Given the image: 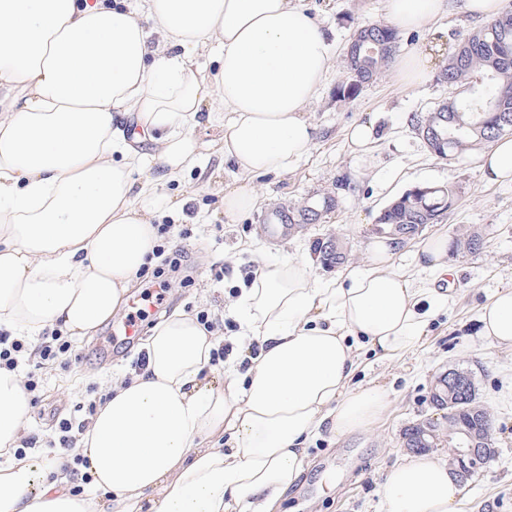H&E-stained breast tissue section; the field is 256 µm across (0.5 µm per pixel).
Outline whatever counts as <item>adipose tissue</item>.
<instances>
[{"label": "adipose tissue", "instance_id": "obj_1", "mask_svg": "<svg viewBox=\"0 0 512 512\" xmlns=\"http://www.w3.org/2000/svg\"><path fill=\"white\" fill-rule=\"evenodd\" d=\"M445 0H384L411 30ZM217 51L212 76L198 55ZM333 68L321 26L296 0H0V331L86 336L120 309L152 253L153 199L196 166L194 130L229 116L221 151L247 184L224 213L255 209L254 178L310 149L307 105ZM134 115L145 158L120 121ZM158 167L159 177L133 174ZM386 245L348 282L316 283L314 257L263 264L233 303L261 351L245 376L204 375L215 333L176 311L146 344L145 373L113 380L80 440L92 477L74 494L59 459H13L29 412L23 377L0 369V512H268L298 480L324 424L371 427L387 404L354 387L357 344L390 358L417 345L434 306L386 262ZM512 345V287L480 313ZM456 476L433 455L386 478L387 512H462Z\"/></svg>", "mask_w": 512, "mask_h": 512}]
</instances>
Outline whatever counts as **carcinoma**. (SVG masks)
I'll list each match as a JSON object with an SVG mask.
<instances>
[{
    "label": "carcinoma",
    "instance_id": "obj_1",
    "mask_svg": "<svg viewBox=\"0 0 512 512\" xmlns=\"http://www.w3.org/2000/svg\"><path fill=\"white\" fill-rule=\"evenodd\" d=\"M357 33L368 39V46L376 49V53L368 55L362 50L344 56L343 68L349 79L336 86V97L343 100L357 96L365 84L383 73L398 43L397 31L388 24H367L359 27ZM438 79L458 88V96L411 119L414 130L428 126L436 132L428 145L430 152L452 160L479 145L495 142L503 134H512V9L469 33L445 58ZM455 198L456 192L449 185L432 184L428 192L408 189L381 210L377 223L392 244L403 246L423 225L440 223L455 204ZM335 206V196L314 194L286 212H272L266 221L286 222L291 231L298 224L319 223ZM480 246L481 237L474 232L458 235L451 243L457 254L473 253ZM315 253L323 265H338L346 258L337 239L316 242ZM432 402L435 407L448 410V430L461 429L477 447H492L489 416L476 396L462 397L448 386V378L444 377L432 393ZM424 430L422 423L408 429L406 447H419L422 438L432 442Z\"/></svg>",
    "mask_w": 512,
    "mask_h": 512
}]
</instances>
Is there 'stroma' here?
<instances>
[{"mask_svg":"<svg viewBox=\"0 0 512 512\" xmlns=\"http://www.w3.org/2000/svg\"><path fill=\"white\" fill-rule=\"evenodd\" d=\"M447 10L420 28L399 31V53L437 43L453 50L459 40L478 28V20L462 14L458 0H446ZM324 28L335 59H342L348 40L360 26L384 21L383 0H301ZM395 66L369 84L352 101L337 100L334 90L345 77L336 68L319 100L311 103L306 118L314 128L310 151L287 170L257 179L262 195L259 206L236 217L226 216V189L243 181L234 163L219 151L221 122L197 128L204 145L199 166L180 181L169 183L170 196L189 195L185 208L170 210L162 218L170 230L166 253L181 251L182 273L188 284L171 278V291L157 314L142 326L150 336L161 314L181 309L194 314L207 310L217 319L219 336L241 335L230 314L231 302L244 288L246 269L268 260L299 259L313 253L316 241L339 238L347 259L343 267L316 266L314 278L327 280L341 268L359 269L370 260L368 246L381 240L376 219L396 196L418 184H453L456 205L443 221L428 224L392 262L415 287L440 289L445 297L430 321L426 335L413 349L381 360L367 347L358 351L357 386H378L389 402L369 429L340 435L322 427L307 445L304 470L284 494L281 512H386L382 485L388 473L405 458L403 434L414 424L439 418L432 391L448 369L462 366L475 374L477 398L491 415L496 456L483 471L461 486L463 512H512V346L492 343L481 334V307L500 288L512 286V182H488L479 169L480 150L446 161L432 154L410 125L413 114L453 98L454 88L430 78L413 88L399 83ZM371 121L375 137L366 153L353 154L346 139L357 121ZM334 193L337 208L317 224H309L283 239L268 240L262 233L267 213L296 206L308 194ZM190 237H181L182 229ZM478 230L481 250L473 254L449 253L447 270L420 259L424 244L451 239ZM224 266L223 280L213 269ZM111 322L89 336L73 339L71 351L53 365L40 369L37 400L31 405L25 436L45 443L58 419L73 415L86 402L88 389L107 394L113 379L131 375V357L113 358Z\"/></svg>","mask_w":512,"mask_h":512,"instance_id":"35a3bbf8","label":"stroma"}]
</instances>
